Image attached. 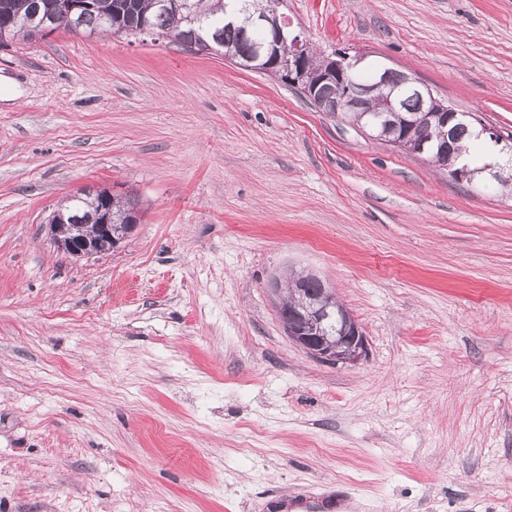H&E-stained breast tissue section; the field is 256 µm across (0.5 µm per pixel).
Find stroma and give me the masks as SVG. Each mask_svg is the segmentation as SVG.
<instances>
[{
  "mask_svg": "<svg viewBox=\"0 0 512 512\" xmlns=\"http://www.w3.org/2000/svg\"><path fill=\"white\" fill-rule=\"evenodd\" d=\"M512 133V0H285ZM135 194L120 247L59 252L85 187ZM317 272L358 365L285 335ZM512 512V196L366 137L297 88L148 36L0 46V512ZM271 509L277 512H344L350 511L351 501L335 490L299 494L292 497H276Z\"/></svg>",
  "mask_w": 512,
  "mask_h": 512,
  "instance_id": "1",
  "label": "stroma"
}]
</instances>
